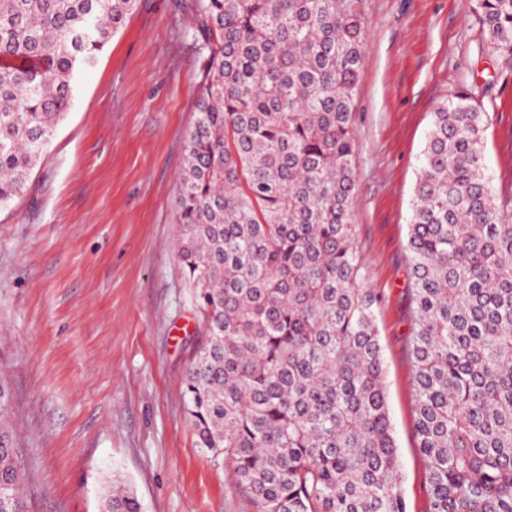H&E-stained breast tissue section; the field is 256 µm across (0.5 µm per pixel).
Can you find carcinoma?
Masks as SVG:
<instances>
[{"label": "carcinoma", "mask_w": 512, "mask_h": 512, "mask_svg": "<svg viewBox=\"0 0 512 512\" xmlns=\"http://www.w3.org/2000/svg\"><path fill=\"white\" fill-rule=\"evenodd\" d=\"M137 0H0V207L21 194ZM512 62V0H473ZM361 0H192L203 56L178 255L205 339L186 371L197 445L254 512H407L351 200ZM489 114L432 113L407 232L414 431L428 512H512V196ZM10 512H26L18 450ZM103 512H141L114 483Z\"/></svg>", "instance_id": "1"}]
</instances>
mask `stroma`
<instances>
[{
    "mask_svg": "<svg viewBox=\"0 0 512 512\" xmlns=\"http://www.w3.org/2000/svg\"><path fill=\"white\" fill-rule=\"evenodd\" d=\"M189 0H137L75 76L20 196L0 208V380L28 512H101L122 479L142 512H254L196 445L184 376L203 328L177 254L180 170L201 59ZM472 0H363L352 209L376 311L408 512H426L414 435L407 232L431 115L472 92L489 112L494 190L512 191V63Z\"/></svg>",
    "mask_w": 512,
    "mask_h": 512,
    "instance_id": "1",
    "label": "stroma"
}]
</instances>
